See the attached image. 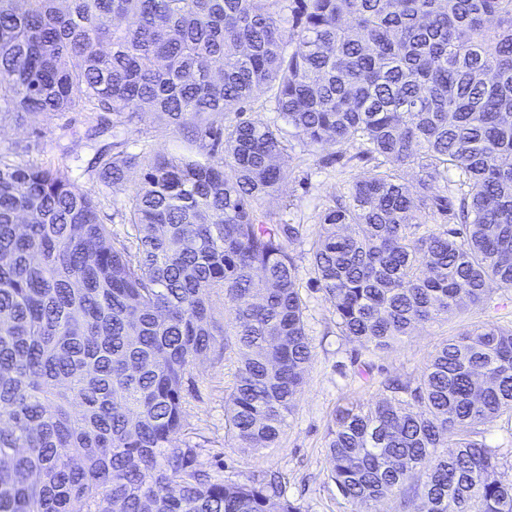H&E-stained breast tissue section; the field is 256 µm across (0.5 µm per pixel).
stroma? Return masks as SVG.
<instances>
[{
    "instance_id": "obj_1",
    "label": "stroma",
    "mask_w": 512,
    "mask_h": 512,
    "mask_svg": "<svg viewBox=\"0 0 512 512\" xmlns=\"http://www.w3.org/2000/svg\"><path fill=\"white\" fill-rule=\"evenodd\" d=\"M85 120V113L61 112L0 123V155L10 158L17 154L31 164L68 168L76 184L98 194L95 179L75 168L72 160L76 154L85 162L93 156L78 140ZM355 152V147L333 143L295 145L283 159L287 179L282 191L278 198L266 201V208L282 213L290 223L316 230L320 214L333 199L342 196L354 179L373 173V162L356 160ZM308 249L305 239L290 247L299 267L312 360L295 410L276 446L255 453L234 446L225 421L226 398L238 366L236 355L230 352L221 357L209 354L196 361L194 389L188 397L186 425L179 440L198 448L203 466L224 481L281 473L287 497L296 500L302 512H393L390 501L347 502L330 481L328 427L337 405L347 398L377 401L382 396V381L419 376L435 348L463 330L487 322L512 326V291L491 287L487 304L418 327L393 349L373 352L340 336L330 303L313 284Z\"/></svg>"
}]
</instances>
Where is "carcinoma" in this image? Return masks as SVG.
<instances>
[{"mask_svg": "<svg viewBox=\"0 0 512 512\" xmlns=\"http://www.w3.org/2000/svg\"><path fill=\"white\" fill-rule=\"evenodd\" d=\"M269 123L243 117L258 88ZM77 109L112 190L0 157V512H301L276 475L213 478L178 443L185 384L239 355L235 447L279 440L312 358L302 224L261 210L287 143L358 145L379 171L327 207L308 260L336 327L385 351L512 290V0H0V122ZM146 112L184 151H129ZM415 166L413 194L396 171ZM458 175L460 193L432 192ZM457 224L426 227L428 210ZM231 303L217 317L216 301ZM347 402L329 479L399 512H512L480 427L512 415V328L442 343L418 378Z\"/></svg>", "mask_w": 512, "mask_h": 512, "instance_id": "cac0c4a2", "label": "carcinoma"}]
</instances>
